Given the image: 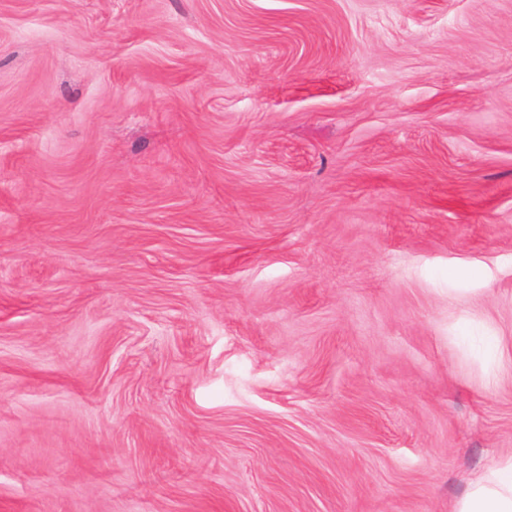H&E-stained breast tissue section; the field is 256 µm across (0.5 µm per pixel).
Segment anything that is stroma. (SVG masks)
<instances>
[{
  "label": "stroma",
  "instance_id": "stroma-1",
  "mask_svg": "<svg viewBox=\"0 0 512 512\" xmlns=\"http://www.w3.org/2000/svg\"><path fill=\"white\" fill-rule=\"evenodd\" d=\"M509 456L512 0H0V512Z\"/></svg>",
  "mask_w": 512,
  "mask_h": 512
}]
</instances>
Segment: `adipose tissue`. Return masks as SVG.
<instances>
[{
	"instance_id": "obj_1",
	"label": "adipose tissue",
	"mask_w": 512,
	"mask_h": 512,
	"mask_svg": "<svg viewBox=\"0 0 512 512\" xmlns=\"http://www.w3.org/2000/svg\"><path fill=\"white\" fill-rule=\"evenodd\" d=\"M455 512H512V456L471 479Z\"/></svg>"
}]
</instances>
